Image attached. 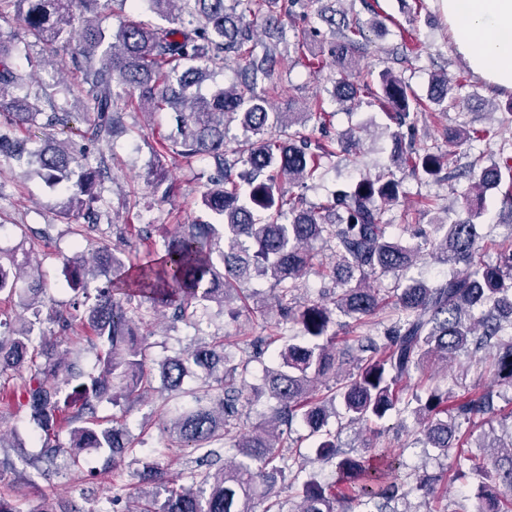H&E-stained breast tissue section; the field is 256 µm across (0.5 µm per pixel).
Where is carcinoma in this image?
Here are the masks:
<instances>
[{
  "label": "carcinoma",
  "mask_w": 512,
  "mask_h": 512,
  "mask_svg": "<svg viewBox=\"0 0 512 512\" xmlns=\"http://www.w3.org/2000/svg\"><path fill=\"white\" fill-rule=\"evenodd\" d=\"M108 2L0 0V10L5 4L14 8L16 21L9 32L0 30V155L68 194L66 216L75 221L103 207L98 187L107 166L102 157L90 159V148L113 138L122 128L123 110L137 105L150 115L173 113L174 127L159 142V156L209 157L219 177L201 195V215L163 239V254L153 250L133 263L101 247L91 250L89 259L82 252L67 260L71 284L83 300L66 310L47 305L29 250L0 254V295L30 313L17 323L0 318V375L27 369L20 384L0 385V407L24 410L38 431L37 451L24 463L40 476H67L79 468L77 450L94 448L112 456L114 474L131 459L139 482L155 488L143 499L114 481L112 496L103 500L84 494L81 506L73 498L44 497L36 512H114L124 498L134 501L126 512H250L255 499L273 496L287 470L300 484L299 503L291 512H338L350 505L362 512H410L395 503L415 491L425 499L448 496V474L412 478L389 448H373L358 458L341 451L329 418L337 403L356 425L381 420L391 411L412 416L423 447L448 457L463 444L467 430L494 412L492 393L484 388L475 386L455 398L457 378L451 369L457 357L492 354L493 376L512 386V244L500 247L495 263L479 262L483 244L473 222L484 210L487 192L502 186L503 202L512 210V151L502 147L474 157L468 165L474 182L462 193L468 217L433 224L422 232V243L407 245L385 220V207L402 194L398 179L363 177L322 204L308 202L307 182L337 153L333 142L307 129L327 128L328 101L345 108L370 98L397 126L395 167L412 177L437 178L444 170L450 179L461 177L454 153L443 156L415 140L419 108L446 112L460 106L448 75L432 74L424 98L390 70L381 71L375 84L355 79V53L367 35L359 18L344 9L346 0H336V8L317 9L319 0H146L156 20L127 19L115 29L100 17ZM299 11L313 18V26L296 36L297 62L318 74L329 57L339 77L331 79L329 99L316 95L295 111L278 112L264 84L281 52L275 45L257 50L254 25L260 20L277 27L282 17ZM321 23L332 27L325 55L307 51L309 34ZM21 44L71 48L86 112L44 115L42 95L32 91L29 80L45 67V59L28 52L24 65L15 64ZM230 57L244 66L238 81L226 86L215 74ZM42 115L49 128L85 121L83 144L51 137L32 148L16 136L18 127L35 125ZM232 125L241 137L231 147L227 133ZM496 137L492 129L465 128L452 135L459 146L489 145ZM151 176L153 193L161 199L178 192L164 171ZM317 242L328 247L337 267L359 275L358 284L341 289L328 305L313 301L292 313L300 335L281 347L261 385L250 384L248 376L250 364L269 347L266 337L250 343L252 351L238 360L220 340L151 365L137 332L151 310L170 309L173 319L193 325L213 306L232 318L245 311L263 320L267 308L249 306L244 286L255 278L271 280L277 303L289 309L306 273L324 266ZM424 248L434 261L451 267L448 276L432 283L399 282L385 335L377 340L360 335L338 345L336 332L330 331L333 317L357 325L370 322L384 309V297L371 282L399 276L416 264ZM101 276L105 284L90 288V279ZM145 302L153 309L143 308ZM46 320L89 329L97 351L93 371L79 370L69 352L53 351L43 329ZM428 361L444 371V385L428 387L423 397L402 399L403 383ZM193 365L205 369L209 380L203 389L189 391L192 403L172 413L165 430L169 453L191 448L201 455L195 467L173 476L158 461L137 456L126 420L103 418L99 408L105 402L115 407L133 402L156 381L161 390L180 394ZM331 380L328 393H320ZM264 397L275 405L251 431L239 432L240 407ZM297 420L314 438L306 449L290 439ZM226 445L233 457L211 470ZM483 447L496 449L495 461L488 466L459 456L452 466L455 479L470 482L475 512H512V432L506 439L487 436ZM310 456L335 464L333 484L305 472ZM16 473L13 461L0 459L1 485L13 489Z\"/></svg>",
  "instance_id": "carcinoma-1"
}]
</instances>
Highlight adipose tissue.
I'll return each instance as SVG.
<instances>
[{
  "label": "adipose tissue",
  "mask_w": 512,
  "mask_h": 512,
  "mask_svg": "<svg viewBox=\"0 0 512 512\" xmlns=\"http://www.w3.org/2000/svg\"><path fill=\"white\" fill-rule=\"evenodd\" d=\"M455 50L487 81L512 89V0H444Z\"/></svg>",
  "instance_id": "1"
}]
</instances>
